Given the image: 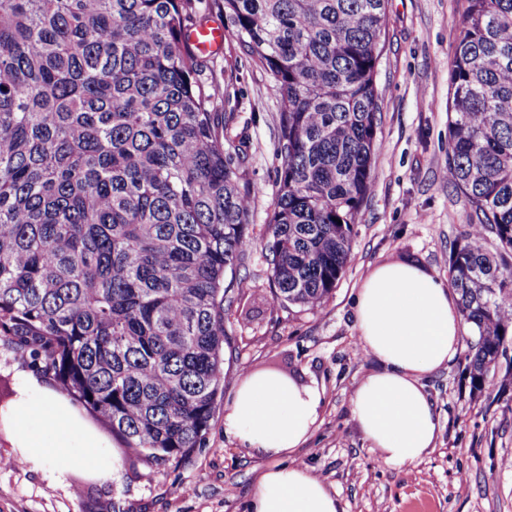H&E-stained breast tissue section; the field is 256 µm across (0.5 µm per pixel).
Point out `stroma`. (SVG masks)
I'll return each instance as SVG.
<instances>
[{
  "instance_id": "35a3bbf8",
  "label": "stroma",
  "mask_w": 512,
  "mask_h": 512,
  "mask_svg": "<svg viewBox=\"0 0 512 512\" xmlns=\"http://www.w3.org/2000/svg\"><path fill=\"white\" fill-rule=\"evenodd\" d=\"M466 0H388L376 77L380 92L376 165L355 228L350 260L332 297L315 310L274 300L267 278L265 226L276 203L279 95L272 75L232 34L212 53L204 82L218 91L214 109L232 113L224 150L239 154L252 188L254 246L239 274L247 284L225 322L224 392L204 444L177 466L124 463L109 496L75 495L99 466L74 462L64 475L17 463L19 427L0 433V512H247L269 459L224 429L240 379L274 372L318 388L321 405L307 441L286 459L307 467L336 493L345 512H512V347L496 382L471 394L463 332L455 358L423 377L438 419L432 448L417 463L383 464L353 415L360 382L376 369L359 342L355 297L377 263L417 264L448 278V256L470 229L471 209L448 182L451 64ZM0 376L15 391L32 387L42 402L63 389L33 368L14 345L0 343Z\"/></svg>"
}]
</instances>
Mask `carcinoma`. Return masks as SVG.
Segmentation results:
<instances>
[{
  "label": "carcinoma",
  "mask_w": 512,
  "mask_h": 512,
  "mask_svg": "<svg viewBox=\"0 0 512 512\" xmlns=\"http://www.w3.org/2000/svg\"><path fill=\"white\" fill-rule=\"evenodd\" d=\"M467 2L448 181L475 220L448 284L479 395L512 342V0ZM386 4L224 0V24L280 93L265 251L283 306L323 305L350 258ZM196 25L195 0H0V342L158 468L205 441L253 241Z\"/></svg>",
  "instance_id": "1"
}]
</instances>
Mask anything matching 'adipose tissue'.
Wrapping results in <instances>:
<instances>
[{
	"label": "adipose tissue",
	"instance_id": "1",
	"mask_svg": "<svg viewBox=\"0 0 512 512\" xmlns=\"http://www.w3.org/2000/svg\"><path fill=\"white\" fill-rule=\"evenodd\" d=\"M458 297L438 278L404 262H382L366 275L357 294V321L364 348L377 360L353 398L358 427L389 466L420 461L434 444L438 421L421 379L451 361L463 331ZM320 394L275 374H250L238 384L224 419L254 452L272 459L255 487L250 512H343L340 501L306 468L283 464L310 436ZM27 418L59 436L56 447L30 440L19 461L62 470L74 450L77 426L69 412L27 405Z\"/></svg>",
	"mask_w": 512,
	"mask_h": 512
}]
</instances>
